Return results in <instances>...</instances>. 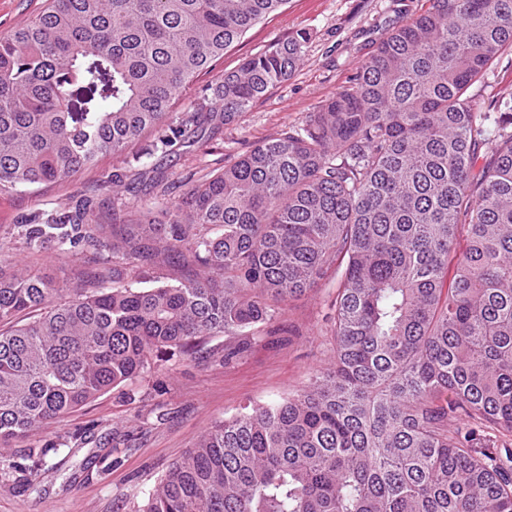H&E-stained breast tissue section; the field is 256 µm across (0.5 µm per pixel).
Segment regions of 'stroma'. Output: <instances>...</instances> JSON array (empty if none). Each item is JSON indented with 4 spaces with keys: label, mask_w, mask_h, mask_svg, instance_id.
Segmentation results:
<instances>
[{
    "label": "stroma",
    "mask_w": 512,
    "mask_h": 512,
    "mask_svg": "<svg viewBox=\"0 0 512 512\" xmlns=\"http://www.w3.org/2000/svg\"><path fill=\"white\" fill-rule=\"evenodd\" d=\"M418 0H289L229 49L215 71L298 30L310 35L305 60L287 82L270 89L237 123L206 130L169 154L138 162L101 158L94 168L38 190L0 193V250L30 272L76 285L111 266L108 251L31 255L18 236L26 216L92 200L112 220L113 172L138 188L143 204L182 195L221 172L252 147L279 137L316 111L371 55L398 12ZM336 291L333 275L289 301L269 333L223 361V336L203 338L192 354L164 356L151 371L108 389L45 426L40 442L59 444L38 472L36 489L0 472V512H137L169 467L215 422L251 403H269L307 385L333 356L326 320Z\"/></svg>",
    "instance_id": "stroma-1"
}]
</instances>
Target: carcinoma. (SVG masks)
Wrapping results in <instances>:
<instances>
[{"mask_svg": "<svg viewBox=\"0 0 512 512\" xmlns=\"http://www.w3.org/2000/svg\"><path fill=\"white\" fill-rule=\"evenodd\" d=\"M0 36V191L68 180L146 133L239 120L301 65L298 31L171 111L287 0H46ZM322 107L160 217L107 235L92 201L19 225L26 248L112 250V287L7 272L0 253V447L172 351L224 361L336 274L334 358L309 385L216 423L137 512H512V95L470 92L512 52V0H427ZM467 248L455 250L459 234ZM189 268L124 287L139 267ZM55 444L7 468L34 476Z\"/></svg>", "mask_w": 512, "mask_h": 512, "instance_id": "cac0c4a2", "label": "carcinoma"}]
</instances>
